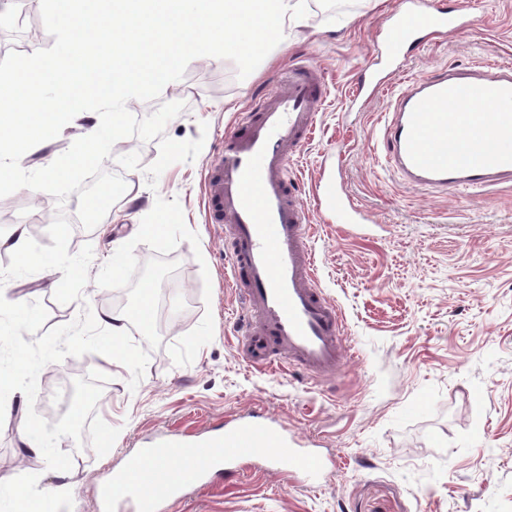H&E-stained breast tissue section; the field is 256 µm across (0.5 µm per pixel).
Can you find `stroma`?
Listing matches in <instances>:
<instances>
[{
	"instance_id": "obj_1",
	"label": "stroma",
	"mask_w": 512,
	"mask_h": 512,
	"mask_svg": "<svg viewBox=\"0 0 512 512\" xmlns=\"http://www.w3.org/2000/svg\"><path fill=\"white\" fill-rule=\"evenodd\" d=\"M397 2L348 0L329 14L325 0H307L300 39L279 43L241 80L230 60H191L159 99L184 102V110L152 141L119 140L103 162L135 201L120 198L111 221L88 230L70 194L61 209L72 225L68 251L93 249L81 299L55 300L62 274L52 269L10 280L0 295L41 301L50 328L87 306L131 319L113 361L96 353L65 358L39 375L35 402L10 401L0 421V512H14L18 488L58 492V512H99V478L128 455L161 438L223 432L225 420L243 412L270 418L287 441L319 444L337 458V471L320 489L263 466L220 471L163 512H512V183L453 196L405 187L377 166L376 135L391 97L373 93L365 107L349 96ZM469 6L473 27L403 48L406 75L512 64V0ZM41 23L38 0H28L23 20L5 0L0 60L51 47L48 32L30 34ZM297 63L321 67L328 84L316 132L288 167L300 195L312 201L323 175H340L377 224L367 235L324 224L312 238L317 282L340 307L351 339L352 365L335 379L258 371L241 358V305L224 285L229 259L204 210L206 161L240 114ZM98 126V115L87 113L27 158L24 170L54 161ZM57 211L50 194L19 189L0 198V237L22 224L29 238L50 245ZM140 224L163 232L144 237ZM145 291L153 313L146 325L133 316ZM81 377L102 394L81 441H59L71 470L47 469L24 443L27 411L57 423L61 393Z\"/></svg>"
}]
</instances>
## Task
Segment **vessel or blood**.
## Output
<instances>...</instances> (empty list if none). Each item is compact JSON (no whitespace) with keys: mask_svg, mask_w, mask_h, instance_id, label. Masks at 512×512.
<instances>
[{"mask_svg":"<svg viewBox=\"0 0 512 512\" xmlns=\"http://www.w3.org/2000/svg\"><path fill=\"white\" fill-rule=\"evenodd\" d=\"M467 18L464 2L445 12L430 10L426 0H400L372 47L370 84L384 87L405 44L454 34ZM326 93L317 68H290L285 85L225 133L223 152L205 171L208 220L224 227L230 280L242 305L241 357L259 370L285 365L318 378L345 372L349 345L338 305L315 280L310 206L290 192L288 162L310 140ZM378 139L377 164L411 187L448 193L512 182V66L450 67L409 80L395 93ZM315 206L353 232L369 222L332 179ZM251 459L287 468L302 485L321 484L329 470L319 453L287 447L278 429L246 415L223 434L161 441L131 457L101 478L102 508L157 512L161 501L181 496L212 470L232 472Z\"/></svg>","mask_w":512,"mask_h":512,"instance_id":"vessel-or-blood-1","label":"vessel or blood"}]
</instances>
